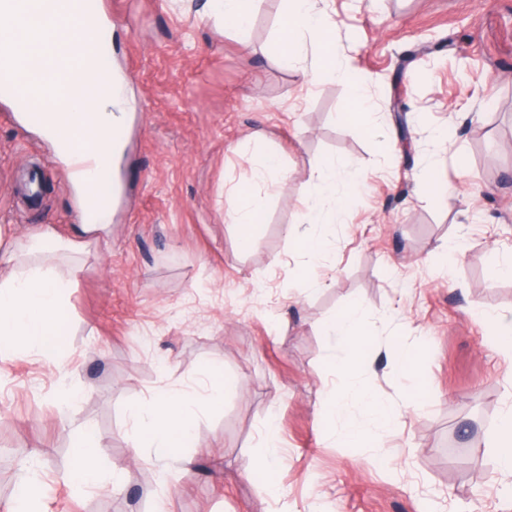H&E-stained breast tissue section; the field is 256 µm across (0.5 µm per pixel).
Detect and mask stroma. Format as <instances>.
Returning <instances> with one entry per match:
<instances>
[{
    "instance_id": "stroma-1",
    "label": "stroma",
    "mask_w": 512,
    "mask_h": 512,
    "mask_svg": "<svg viewBox=\"0 0 512 512\" xmlns=\"http://www.w3.org/2000/svg\"><path fill=\"white\" fill-rule=\"evenodd\" d=\"M107 2L105 65L126 78L123 190L111 242L65 255L80 272L56 359L0 361V512L37 454L48 512H512L495 446L512 356L471 313L512 311V278L498 272L512 254V0H329L343 73L315 87L299 74L313 45L299 66L280 58L285 0H256L244 43L208 16L210 0ZM362 80L370 132L349 117ZM257 132L286 175L242 253L224 194L250 180ZM323 157L355 162L364 181L314 267L283 227L299 223ZM434 160L456 203L422 181ZM1 224L64 238L78 224L64 169L5 109ZM311 274L327 288L306 294ZM355 305L367 342L359 363L333 365L343 348L325 325ZM395 342L413 350L410 369ZM214 362L230 380L224 405L198 399L192 440L163 462L133 447L136 411L193 395ZM357 387L398 419L383 447L338 436L344 418L364 417ZM328 402L344 418L328 419ZM270 419L274 496L259 469ZM88 430L102 471L130 472L122 487L65 482ZM182 455L196 459L187 476Z\"/></svg>"
}]
</instances>
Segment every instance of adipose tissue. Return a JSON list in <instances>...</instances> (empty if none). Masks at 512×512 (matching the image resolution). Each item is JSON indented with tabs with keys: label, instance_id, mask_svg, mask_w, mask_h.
<instances>
[{
	"label": "adipose tissue",
	"instance_id": "1",
	"mask_svg": "<svg viewBox=\"0 0 512 512\" xmlns=\"http://www.w3.org/2000/svg\"><path fill=\"white\" fill-rule=\"evenodd\" d=\"M321 0H288L285 26L281 32L280 57L287 64L299 61L303 40L315 42L325 53L333 43L334 24L320 6ZM44 28L52 42L37 39L31 19L14 15L9 25L0 24V54L13 56L21 72H29L32 57L48 65L45 81L50 96L45 103L47 120L31 126L34 135L47 141L62 163L84 152L86 167L74 187L86 199L101 179L111 174L122 146L112 141V127L120 120L122 108L112 92L90 95L82 84L94 83L99 72L85 50L97 20L94 16L62 11L59 0H41ZM352 165L330 157L322 159L314 179V192L303 202V221L321 225L320 234H305L299 228L287 230L289 239L313 261L325 260L329 236L344 212L347 188L361 181ZM225 212L238 227L239 250L253 242V231L261 212L254 195L231 190L224 196ZM74 241L44 230L19 238L9 227L0 226V357L15 354L16 339L43 358L54 357L57 340L65 330L64 299L78 273L75 265L61 262L62 254L75 249ZM366 410L364 423L347 422L340 432L346 443L360 440L381 443L390 431L389 410L369 395H362ZM193 410L180 396H157L134 416L138 447L157 460L168 457L171 448L186 441L192 431Z\"/></svg>",
	"mask_w": 512,
	"mask_h": 512
}]
</instances>
